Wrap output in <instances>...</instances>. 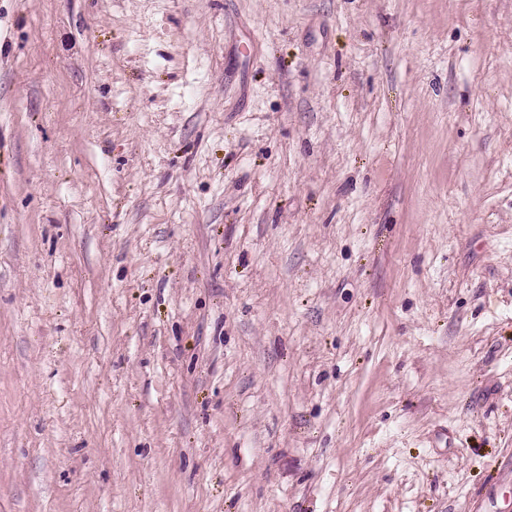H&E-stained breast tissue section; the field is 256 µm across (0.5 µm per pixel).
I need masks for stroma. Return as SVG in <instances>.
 <instances>
[{"mask_svg":"<svg viewBox=\"0 0 512 512\" xmlns=\"http://www.w3.org/2000/svg\"><path fill=\"white\" fill-rule=\"evenodd\" d=\"M0 512H512V0H0Z\"/></svg>","mask_w":512,"mask_h":512,"instance_id":"obj_1","label":"stroma"}]
</instances>
